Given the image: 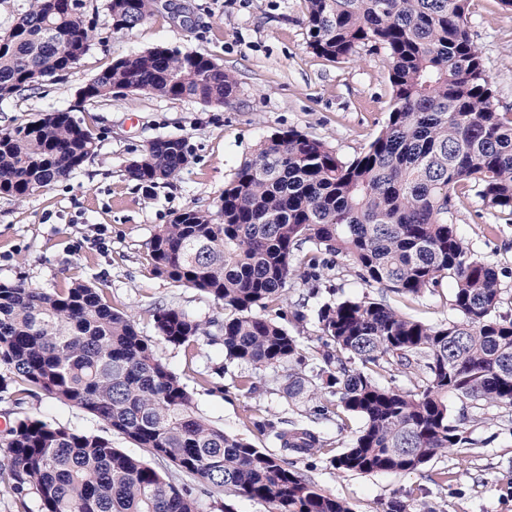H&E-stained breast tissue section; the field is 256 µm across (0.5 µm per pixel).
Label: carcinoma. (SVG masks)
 Segmentation results:
<instances>
[{"mask_svg":"<svg viewBox=\"0 0 512 512\" xmlns=\"http://www.w3.org/2000/svg\"><path fill=\"white\" fill-rule=\"evenodd\" d=\"M469 0H305L307 46L331 61L385 54L393 103L367 149L341 160L325 140L275 131L224 185L214 208L194 206L159 226L152 272L194 288L224 309L225 357L251 368L236 388L260 390L257 373L283 372L282 396L299 417L253 421L285 453L314 457L361 422L332 459L342 474L415 473L434 456L473 444L467 415L448 395L512 408V315L500 312L495 267L474 257L450 223L457 188L512 217V117L498 110L481 51L468 29ZM154 0H107L112 32L153 14ZM85 0H29L0 31V102L68 71L95 39ZM126 88L143 96L224 106L234 75L197 51L158 46L116 59L79 91L76 104L0 125V197L23 201L80 170L99 138L74 113ZM187 140L159 136L126 167L145 188L175 180ZM350 261L364 295L323 302L318 346L288 325L305 301L284 308L288 282L316 283L327 256ZM450 278L454 319L430 325L389 303L432 293ZM158 336L189 348L211 335L183 311L153 312ZM389 377L385 384L382 378ZM404 377L408 384H397ZM42 393L102 421L114 433L227 497L268 512H352L283 456L213 426L191 394L104 290L76 282L52 292L0 281V390ZM313 402V409L301 406ZM0 472L40 512H199L195 488L100 435L16 419L0 433Z\"/></svg>","mask_w":512,"mask_h":512,"instance_id":"carcinoma-1","label":"carcinoma"}]
</instances>
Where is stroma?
<instances>
[{"instance_id":"obj_1","label":"stroma","mask_w":512,"mask_h":512,"mask_svg":"<svg viewBox=\"0 0 512 512\" xmlns=\"http://www.w3.org/2000/svg\"><path fill=\"white\" fill-rule=\"evenodd\" d=\"M88 6L96 12L102 41L93 43L63 81L0 103V124L68 108L77 91L113 60L159 45L209 56L234 74L237 93L221 107L128 94L81 113L99 138L96 154L81 170L24 201L0 198V280L48 291L74 280L103 281L113 309L131 316L141 335L151 339L199 413L225 432L275 451L250 420L257 412L274 420L289 416L273 371L264 372L267 390L254 398L233 388L240 368L226 362L220 342L204 337L188 350L158 338L152 319L157 306L176 307L203 323L223 319L224 312L197 290L154 275L149 242L159 225L185 209L213 205L235 169L275 131L293 128L324 139L345 160L364 151L383 128L392 102L384 57L362 53L335 62L313 54L302 23L304 0H155L148 21L117 34L110 31L106 0H89ZM468 13L498 109L512 113V10L501 0H470ZM162 135L185 137L193 161L173 183L142 188L125 169ZM451 221L475 257L496 266L501 308L512 313V224L494 218L471 192L456 198ZM491 223L497 226L492 235L485 231ZM452 288L447 280L436 294L394 306L436 324L453 315ZM363 293L348 261L341 260L330 265L320 283L293 281L286 296L292 302L305 299L304 333L313 337L320 300ZM448 405L455 415L480 414V421L467 425L473 446L435 456L423 474L338 473L330 456L349 446L352 433L339 431L332 421L319 425L330 455L298 458L294 464L346 500L353 512H383L395 496L435 512H512V413L493 406L477 410L464 397H449ZM24 415L78 432H107L91 414L43 394L19 404L12 393L0 392V423ZM441 471L449 473L450 482H429V475Z\"/></svg>"}]
</instances>
